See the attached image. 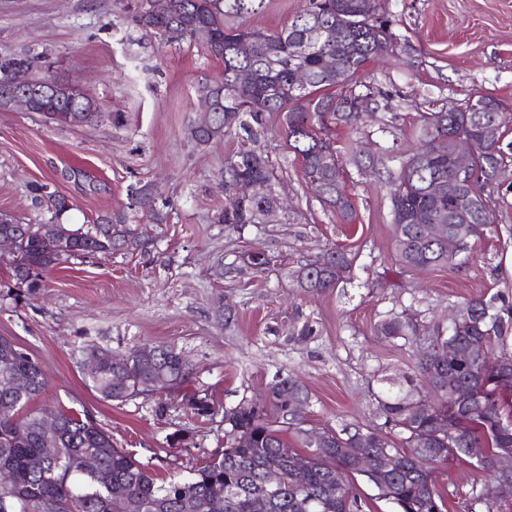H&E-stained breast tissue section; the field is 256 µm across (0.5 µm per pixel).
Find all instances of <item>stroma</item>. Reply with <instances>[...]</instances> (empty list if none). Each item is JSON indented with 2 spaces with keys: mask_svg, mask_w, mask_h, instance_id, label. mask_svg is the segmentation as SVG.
<instances>
[{
  "mask_svg": "<svg viewBox=\"0 0 512 512\" xmlns=\"http://www.w3.org/2000/svg\"><path fill=\"white\" fill-rule=\"evenodd\" d=\"M135 5L0 0V53L44 56L102 106L91 124L65 127L35 112L0 110V212L49 223V213L31 204L36 182L75 202L63 218L73 229L125 209L130 186L139 183L169 204L163 224L152 223L145 209L129 213L130 224L155 241L149 258H72L33 293L0 263V336L41 363L44 402L90 413L119 447L162 477L187 475L223 449L221 415L188 417L177 395L161 413L151 397L103 400L85 383L83 348L124 354L143 343L173 346L196 366L190 390L226 407L292 374L310 392L307 426L380 424L378 376L414 375L416 358L408 342L376 336L375 324L407 311L430 326L467 299L512 291V118L501 140L503 181L486 190L502 232L477 242L460 266L401 267L386 183L388 172L417 149L421 114L462 106L474 94L492 95L512 111V0H381L394 47L361 78L374 91L368 111L334 133L355 222L339 223L307 188L286 129L275 120L261 145L288 208L275 223L240 228L211 221L225 203L221 172L237 137L201 148L187 136L200 115L199 89L222 64L201 49L171 46L139 30ZM357 148L373 156V167L355 166L350 155ZM328 244L356 254L353 275L333 292L307 295L288 271ZM252 250L270 263L250 268L242 255ZM222 305L235 312L231 324L217 316ZM306 321L316 335L293 336L292 328ZM479 479L465 463L435 466L448 512H469L465 496Z\"/></svg>",
  "mask_w": 512,
  "mask_h": 512,
  "instance_id": "35a3bbf8",
  "label": "stroma"
}]
</instances>
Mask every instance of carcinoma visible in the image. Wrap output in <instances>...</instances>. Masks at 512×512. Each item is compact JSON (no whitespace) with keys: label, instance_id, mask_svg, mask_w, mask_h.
I'll return each instance as SVG.
<instances>
[{"label":"carcinoma","instance_id":"1","mask_svg":"<svg viewBox=\"0 0 512 512\" xmlns=\"http://www.w3.org/2000/svg\"><path fill=\"white\" fill-rule=\"evenodd\" d=\"M139 0L133 17L136 26L169 44L201 45L223 64L219 78L210 83V122L194 125L190 136L207 146L232 134L242 144L224 166V176L276 181L274 166L260 147L266 116H284L287 145L300 162L304 180L316 198L346 224L356 219L329 125L350 126L370 94L331 93L357 81L378 56L375 29L385 26L378 17L377 0H306L287 27L265 33L236 23L264 11L267 0ZM317 28L332 39L316 47L304 44L307 31ZM249 40L253 51L238 52ZM336 54V69L324 71L322 52ZM18 69L44 70L39 58L0 54V78ZM300 71L308 73L306 87L296 84ZM502 103L489 95L468 98L465 107L423 116L420 145L389 175L392 203V244L396 259L406 270L420 264L445 267L456 264L448 245L429 242L420 235L422 223L445 224L458 242L457 254L467 253L478 241L499 234L484 189L500 178L506 162L499 144L504 116ZM32 110L61 126L89 122L98 108L74 84L58 79L52 95L35 99ZM464 134L477 144L471 173L459 176L451 161V139ZM333 149V161L323 162L322 150ZM440 181L443 198L427 192ZM34 204L58 220L74 209L69 197L47 184L32 187ZM472 195L468 218L456 221L450 201ZM274 204L262 197L238 201L218 210L214 224H261ZM40 224H20L0 213V235L14 239V251L0 254L17 281L32 291L43 287V275L75 257L147 253L153 239L128 224L127 214L99 215L87 231L68 229L61 245L41 232ZM356 255L339 246L330 257L318 253L290 270L296 287L309 295L328 292L351 275ZM468 313L450 330L441 324L420 333L414 316L403 311L374 327L389 340L403 339L431 349L418 360L419 376L398 379L383 376L375 401L383 422L375 427L345 426L322 430L324 440H312V429L290 415L295 402L308 404L307 387L293 376L278 377L269 399L255 406L243 397L224 415V451L215 452L183 478L158 482L149 464L112 443V436L88 414L62 407L32 403L45 391L40 362L15 342L0 336V470L9 480L0 482V512H206L214 498L224 500V512H371V503L359 495L350 479L358 476L376 492V499L396 512H447L434 470L415 460L435 463L470 462L469 448H484L495 457L512 448V296L497 293L466 303ZM493 361H480L483 351ZM87 359H100L97 374L87 378L102 399L123 403L138 396L157 397V411L166 409L161 390L178 391L188 383L192 368L182 352L159 344L153 351L136 347L124 355L89 348ZM453 377L463 395L474 393L469 406L442 391ZM186 410L199 419L215 415V404L196 393L183 395ZM58 420L53 437L56 456L39 467L45 438L42 419ZM97 458L94 470L81 459ZM305 456L309 468L301 480L294 461ZM390 456L403 464L390 468ZM271 464L283 471L279 490L270 494L263 471Z\"/></svg>","mask_w":512,"mask_h":512}]
</instances>
